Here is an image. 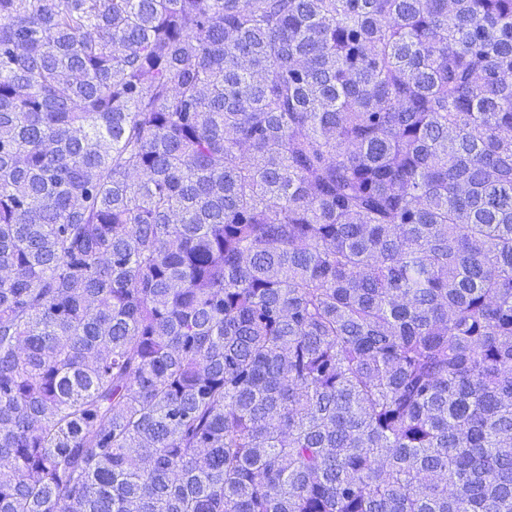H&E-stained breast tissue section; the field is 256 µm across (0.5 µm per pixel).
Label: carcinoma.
I'll return each mask as SVG.
<instances>
[{"instance_id": "cac0c4a2", "label": "carcinoma", "mask_w": 512, "mask_h": 512, "mask_svg": "<svg viewBox=\"0 0 512 512\" xmlns=\"http://www.w3.org/2000/svg\"><path fill=\"white\" fill-rule=\"evenodd\" d=\"M0 512H512V0H0Z\"/></svg>"}]
</instances>
